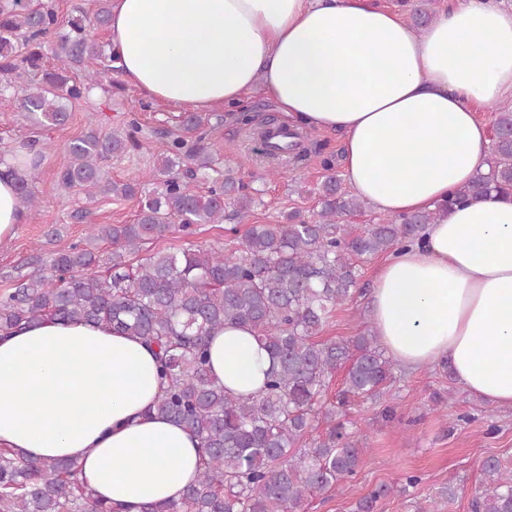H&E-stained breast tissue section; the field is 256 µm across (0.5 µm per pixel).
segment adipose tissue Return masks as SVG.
<instances>
[{"instance_id": "ef3b65f1", "label": "adipose tissue", "mask_w": 512, "mask_h": 512, "mask_svg": "<svg viewBox=\"0 0 512 512\" xmlns=\"http://www.w3.org/2000/svg\"><path fill=\"white\" fill-rule=\"evenodd\" d=\"M110 44L146 98L206 111L261 88L290 123L341 136L345 176L376 212H435L423 245L378 264L370 321L400 365L447 361L461 389L512 408V198L441 209L490 158L477 112L512 96V11L448 0L417 32L373 0H111ZM26 161L0 160V242L27 220ZM269 366L248 328L210 342L235 393ZM159 393L138 338L54 319L0 336V447L76 461L96 498L129 512L180 502L199 473L197 438L150 413Z\"/></svg>"}]
</instances>
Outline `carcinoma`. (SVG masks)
<instances>
[{"mask_svg":"<svg viewBox=\"0 0 512 512\" xmlns=\"http://www.w3.org/2000/svg\"><path fill=\"white\" fill-rule=\"evenodd\" d=\"M110 23L103 4L68 20L60 36L56 69L28 87L21 107L52 126L69 118L68 105L85 98L98 73L82 79L71 66L85 58L112 63L91 30ZM56 11L44 4L0 0V93L14 86L21 60L35 69L41 48L56 34ZM28 54L19 57V49ZM209 119L199 112L181 116L180 135L161 137L155 147L156 187L109 180L105 162L141 147L130 122L105 131L90 128L62 151L57 173L64 189L78 188L87 199L137 198L131 224H94L85 241L40 255L4 275L0 331L20 330L42 319L104 324L155 346L165 387L153 405L200 441L201 470L182 501L158 503L142 512H303L308 495L330 491L357 474L363 441L348 430L345 407L355 399L379 400L394 382V362L373 329L349 339L319 340L332 311L357 292L361 263L377 254L423 240L436 212L384 218L359 228L343 217L365 202L342 191L330 171L318 193L320 211L310 220L294 211L283 224H252L235 247L224 250H155L152 244L173 232L193 233L199 224H219L226 208L244 214L258 190L224 167L211 178L215 159L205 145ZM488 170L448 196V207L492 192L512 194V105L498 108ZM259 156L281 167L303 160L298 144L280 153L267 148L261 129ZM212 180L205 194L189 180ZM136 256L131 262L130 256ZM232 324L250 328L272 361L254 396H236L209 371V339ZM345 369L335 399L322 397L333 376ZM323 421L326 431L305 447L299 443ZM484 489L471 512H512V472L495 458L482 464ZM394 492L381 484L354 504V512H377ZM0 512H113L76 479L67 460H22L0 448Z\"/></svg>","mask_w":512,"mask_h":512,"instance_id":"1","label":"carcinoma"}]
</instances>
